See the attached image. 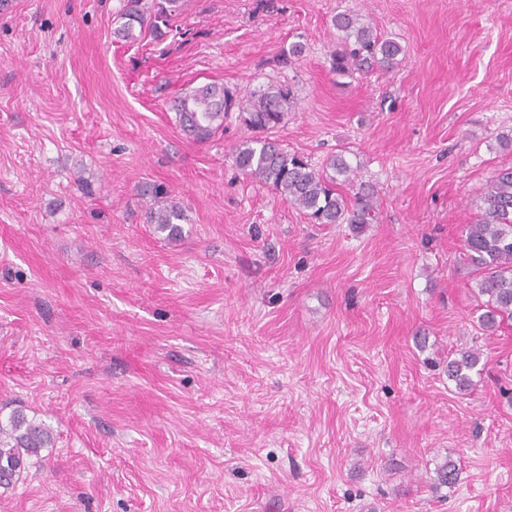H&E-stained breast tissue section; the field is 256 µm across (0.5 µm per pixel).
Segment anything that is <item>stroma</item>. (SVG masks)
Here are the masks:
<instances>
[{"mask_svg": "<svg viewBox=\"0 0 512 512\" xmlns=\"http://www.w3.org/2000/svg\"><path fill=\"white\" fill-rule=\"evenodd\" d=\"M123 4L0 6V412L55 435L0 512H512V321L480 329L460 247L512 166V0H189L130 45ZM340 11L400 64L337 78ZM212 82L292 84L275 138L345 151L376 222L310 223L241 175L238 111L189 139L171 102ZM469 346L462 396L443 363ZM158 190H142L141 196L151 195L153 201L146 207L147 224H153L157 233L165 234L164 238L176 239L182 235L181 221L186 218L183 209L177 202L159 200ZM434 475L431 478L432 486L435 490L446 487L453 488L458 480V468L451 459H444L437 463L434 468Z\"/></svg>", "mask_w": 512, "mask_h": 512, "instance_id": "1", "label": "stroma"}]
</instances>
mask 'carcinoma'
Instances as JSON below:
<instances>
[{"label":"carcinoma","instance_id":"1","mask_svg":"<svg viewBox=\"0 0 512 512\" xmlns=\"http://www.w3.org/2000/svg\"><path fill=\"white\" fill-rule=\"evenodd\" d=\"M187 0H125L120 23L113 30L119 41L135 42L145 28L160 33L159 24H168L180 14ZM339 41L331 52V69L339 77L380 68L389 70L401 62L403 48L392 37L383 36L358 15L341 11L332 18ZM295 99L291 85H271L238 99L224 86L207 83L177 96L172 109L181 130L190 138L206 142L224 129V117L233 108L254 136L234 150V163L245 177L269 187L306 214L314 224H371L379 207L377 191L368 183H356L357 169L340 151L318 167L297 153L285 151L267 133L288 121ZM153 202L146 207V222L167 239L182 235L185 214L173 201L159 200L160 191L142 190ZM461 248L477 272L475 294L482 299L478 322L485 331H494L512 320V168L490 178L481 195L480 212L465 225ZM480 352L460 348L448 355L444 372L466 395L475 386L473 375L480 373ZM53 446V433L43 422H35L20 409L7 419L0 418V484L18 480L26 459L39 457ZM458 468L446 458L435 465L431 478L438 490L453 488Z\"/></svg>","mask_w":512,"mask_h":512}]
</instances>
